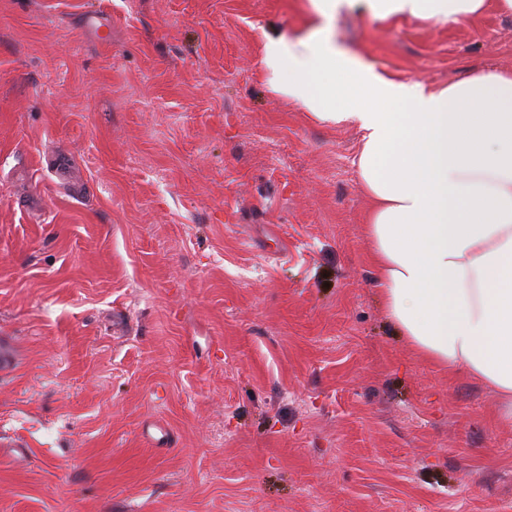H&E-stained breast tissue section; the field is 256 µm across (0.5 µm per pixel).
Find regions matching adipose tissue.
<instances>
[{"mask_svg":"<svg viewBox=\"0 0 512 512\" xmlns=\"http://www.w3.org/2000/svg\"><path fill=\"white\" fill-rule=\"evenodd\" d=\"M486 2L311 0L324 20L359 4L379 20L443 24ZM261 65L271 93L358 127L363 232L389 321L439 368L490 387L512 424V71L431 90L343 53L320 27L265 35Z\"/></svg>","mask_w":512,"mask_h":512,"instance_id":"1","label":"adipose tissue"}]
</instances>
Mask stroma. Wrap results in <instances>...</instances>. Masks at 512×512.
Instances as JSON below:
<instances>
[{
    "instance_id": "1",
    "label": "stroma",
    "mask_w": 512,
    "mask_h": 512,
    "mask_svg": "<svg viewBox=\"0 0 512 512\" xmlns=\"http://www.w3.org/2000/svg\"><path fill=\"white\" fill-rule=\"evenodd\" d=\"M308 0H0V512H512V425L389 322L360 134L270 93ZM438 89L512 14L337 15Z\"/></svg>"
}]
</instances>
